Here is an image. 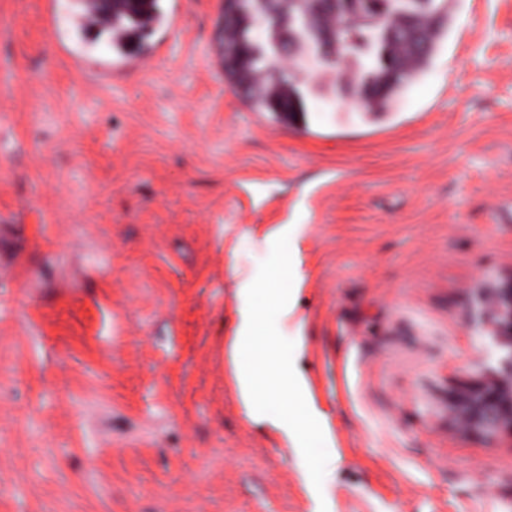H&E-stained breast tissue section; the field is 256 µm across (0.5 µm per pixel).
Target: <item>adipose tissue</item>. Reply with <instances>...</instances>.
I'll list each match as a JSON object with an SVG mask.
<instances>
[{
	"label": "adipose tissue",
	"mask_w": 512,
	"mask_h": 512,
	"mask_svg": "<svg viewBox=\"0 0 512 512\" xmlns=\"http://www.w3.org/2000/svg\"><path fill=\"white\" fill-rule=\"evenodd\" d=\"M300 278L292 267L275 282L241 280L236 324L228 341L232 382L245 418L266 423L297 453L303 435H322L327 426L297 366L301 345L284 346L279 336L294 313Z\"/></svg>",
	"instance_id": "adipose-tissue-1"
}]
</instances>
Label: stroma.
<instances>
[{
	"label": "stroma",
	"instance_id": "obj_1",
	"mask_svg": "<svg viewBox=\"0 0 512 512\" xmlns=\"http://www.w3.org/2000/svg\"><path fill=\"white\" fill-rule=\"evenodd\" d=\"M159 5L119 54L79 0H0V512H512V437L448 423L479 290L512 278V0H455L392 111L309 95L287 120L226 76L224 0ZM282 224V342L332 456L247 421L229 379L236 288L275 279Z\"/></svg>",
	"mask_w": 512,
	"mask_h": 512
}]
</instances>
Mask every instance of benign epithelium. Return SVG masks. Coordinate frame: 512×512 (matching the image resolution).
Returning a JSON list of instances; mask_svg holds the SVG:
<instances>
[{"instance_id":"7a95c632","label":"benign epithelium","mask_w":512,"mask_h":512,"mask_svg":"<svg viewBox=\"0 0 512 512\" xmlns=\"http://www.w3.org/2000/svg\"><path fill=\"white\" fill-rule=\"evenodd\" d=\"M377 16L353 7L347 15L352 27L374 23ZM487 318L492 324L493 348L502 351L496 364L481 366L476 379L448 393V420L461 432L492 440L504 434L512 438V278L483 289Z\"/></svg>"}]
</instances>
